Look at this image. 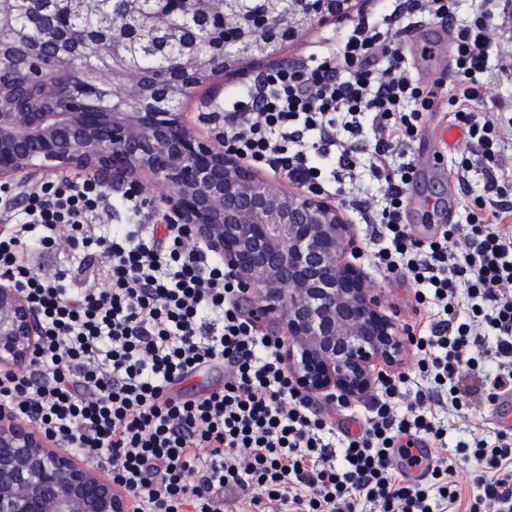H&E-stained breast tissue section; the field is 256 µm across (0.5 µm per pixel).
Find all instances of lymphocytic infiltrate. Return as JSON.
Instances as JSON below:
<instances>
[{
	"instance_id": "f902f5d3",
	"label": "lymphocytic infiltrate",
	"mask_w": 512,
	"mask_h": 512,
	"mask_svg": "<svg viewBox=\"0 0 512 512\" xmlns=\"http://www.w3.org/2000/svg\"><path fill=\"white\" fill-rule=\"evenodd\" d=\"M454 2L375 0L336 43L229 85L210 116L239 160L356 214L379 243L373 265L410 282L429 308L406 329L414 372L378 373L358 430L337 431L297 390L282 338L243 312L244 288L207 244L190 243L181 224L161 236L104 228L110 195L91 176L0 188V277L22 289L42 328L29 367L0 371V409L104 461L134 512H457L464 465L485 470L469 512H512V433L471 420L472 396L491 404L512 391V165L496 161L512 141V116L482 79L493 51L512 80V0H480L461 23ZM431 19L447 24L455 45L453 79L432 88L413 78L399 48ZM429 112L446 113L470 138L469 155L449 171L454 193H467L474 168L486 182L465 223L420 238L402 209ZM366 172L382 184L376 212L360 195ZM39 249L99 258L105 276L70 287L65 272L37 271ZM212 368L224 373L219 386L182 392ZM452 416L468 432L453 446ZM418 437L441 450L427 479L410 484L405 442Z\"/></svg>"
}]
</instances>
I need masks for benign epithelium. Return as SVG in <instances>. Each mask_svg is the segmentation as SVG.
Listing matches in <instances>:
<instances>
[{
	"label": "benign epithelium",
	"mask_w": 512,
	"mask_h": 512,
	"mask_svg": "<svg viewBox=\"0 0 512 512\" xmlns=\"http://www.w3.org/2000/svg\"><path fill=\"white\" fill-rule=\"evenodd\" d=\"M240 0H212L224 17V57L248 56L244 39L293 41L317 25L349 16L352 0H283L286 6L243 18ZM100 12L112 39L160 54L181 47L175 82L211 60L186 27L155 22L148 30L112 20L102 0H74ZM4 34L0 18V181L11 184L42 170L89 169L108 183L140 190L161 187L166 218L187 225L238 274L263 317L282 325L286 357L299 391L331 398L361 397L374 384L375 366L403 350L396 322L360 270L344 261L351 226L341 209L315 191H288L224 150V142L197 137L179 102L194 85L173 92L135 76L133 89L112 85V100L91 112L87 101L102 80H65L33 72L31 44ZM41 322L21 289L0 280V368L19 371L39 345ZM0 512H133L105 468L60 448L32 423L0 411Z\"/></svg>",
	"instance_id": "obj_1"
}]
</instances>
